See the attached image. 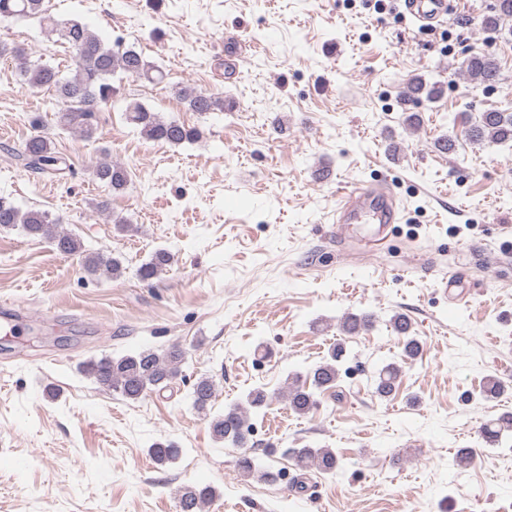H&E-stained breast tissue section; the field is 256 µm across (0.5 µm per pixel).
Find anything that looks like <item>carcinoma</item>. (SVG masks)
<instances>
[{
  "mask_svg": "<svg viewBox=\"0 0 512 512\" xmlns=\"http://www.w3.org/2000/svg\"><path fill=\"white\" fill-rule=\"evenodd\" d=\"M35 19L50 32H57L72 49L70 76L63 77L60 70L43 63H31L18 49L10 50L0 44V57L13 53L21 60L25 85L31 89L44 87L54 89L61 107L57 114L58 125L88 139L96 132L93 123L95 113L101 111L113 93L110 77L120 71L131 77L145 78L151 82H162L164 74L145 61L133 49L110 48L88 26L79 22L62 23L43 10V0H0V19ZM512 18V0H493L482 17V28L489 32L501 29L505 20ZM467 78L478 85L494 86L500 82V69L489 54L467 57L462 63ZM442 95L439 83H428L415 76L406 81L403 105H415L421 100L433 102ZM184 100L194 112H213L224 109V99L203 92L184 91ZM128 120L140 128L147 138L173 145L191 142L200 137L196 128H187L175 121H165L157 113L139 102H131L126 108ZM461 133L473 144H504L512 142V112L490 111L481 114L476 121H462ZM18 163L26 170L44 175H56L69 168L67 159L55 151L48 134L34 135L28 139L23 151L16 155ZM96 177L109 189L118 190L126 183V170L119 164L104 161L96 169ZM62 219H48L37 210L22 211L13 203L0 196V228L20 225L31 237L49 240L56 248L69 255L82 256L85 271L98 280H111L121 271L118 259L103 253H87L81 241L60 228ZM172 260L166 250L156 251L150 261L139 269L144 281L155 278ZM392 330L404 339L403 355L414 359L420 354L421 345L412 335L411 322L404 314L390 319ZM341 345L333 347L326 359L309 369L305 376L290 377L285 389L272 394L262 388L252 389L246 399L247 407H230L209 420V428L217 441H228L243 449L236 460L237 468L246 476H254L263 482L278 480L280 472H274L256 465L250 456L251 448L247 408L260 411L274 397L288 402L289 408L297 414H306L316 405V393L336 388L339 369L336 362L343 357ZM186 351L178 344H172L158 352L143 349L119 357H104L90 360L85 372L96 383L119 393L131 401H139L147 393L172 384L180 375ZM400 369L388 364L378 373L376 393L381 397L390 396L399 386ZM193 407L208 412L215 399V385L208 377L199 378L190 392ZM298 474L293 486L305 488L304 479L309 474L335 475L345 468L343 459L332 448H290ZM179 448L168 442H156L150 448V455L158 465L174 459ZM215 497L210 486H185L178 497L179 512H203L204 506Z\"/></svg>",
  "mask_w": 512,
  "mask_h": 512,
  "instance_id": "1",
  "label": "carcinoma"
}]
</instances>
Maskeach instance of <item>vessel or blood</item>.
<instances>
[{"mask_svg": "<svg viewBox=\"0 0 512 512\" xmlns=\"http://www.w3.org/2000/svg\"><path fill=\"white\" fill-rule=\"evenodd\" d=\"M402 7L422 28H430L457 10L460 0H403ZM397 198L392 190L375 183H359L345 190L336 202L331 226L337 238L350 237L353 225H367L366 241L384 239L396 223Z\"/></svg>", "mask_w": 512, "mask_h": 512, "instance_id": "vessel-or-blood-1", "label": "vessel or blood"}]
</instances>
